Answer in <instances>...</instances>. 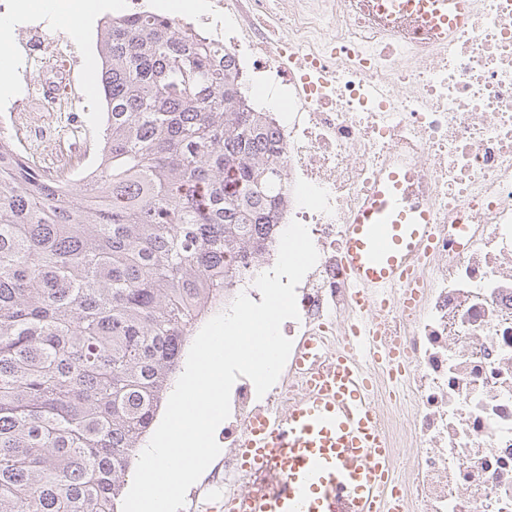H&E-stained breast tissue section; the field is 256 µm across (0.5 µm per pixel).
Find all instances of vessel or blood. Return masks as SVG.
I'll return each mask as SVG.
<instances>
[{
	"label": "vessel or blood",
	"instance_id": "vessel-or-blood-1",
	"mask_svg": "<svg viewBox=\"0 0 512 512\" xmlns=\"http://www.w3.org/2000/svg\"><path fill=\"white\" fill-rule=\"evenodd\" d=\"M376 11L416 16L414 36L444 39L465 26L470 0H383ZM414 175L405 162L385 171L345 228L344 265L359 325H366V311L385 307L402 288L411 258L430 240L429 210L403 195ZM359 342L325 367L313 363L317 344L308 342L297 360L308 375L305 396L277 417L254 416L238 450L244 469L271 479L225 499L226 512H404L368 372L369 362L388 353L377 337Z\"/></svg>",
	"mask_w": 512,
	"mask_h": 512
}]
</instances>
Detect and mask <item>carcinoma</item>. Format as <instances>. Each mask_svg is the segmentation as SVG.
<instances>
[{"label":"carcinoma","mask_w":512,"mask_h":512,"mask_svg":"<svg viewBox=\"0 0 512 512\" xmlns=\"http://www.w3.org/2000/svg\"><path fill=\"white\" fill-rule=\"evenodd\" d=\"M79 181L0 135V512H115L197 323L288 203L234 60L191 26L106 17Z\"/></svg>","instance_id":"cac0c4a2"}]
</instances>
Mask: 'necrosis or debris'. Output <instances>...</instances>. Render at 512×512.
I'll return each instance as SVG.
<instances>
[{"label": "necrosis or debris", "instance_id": "obj_1", "mask_svg": "<svg viewBox=\"0 0 512 512\" xmlns=\"http://www.w3.org/2000/svg\"><path fill=\"white\" fill-rule=\"evenodd\" d=\"M198 23L265 112L283 150L288 217L319 254L296 289L299 319L281 326L293 353L315 338L327 364L351 335L345 226L395 160L414 165L433 243L416 262L412 302L393 298L368 316L406 366L398 382L373 366L375 405L406 512H512V0H473L466 27L426 45L367 0H209ZM22 47L56 78L46 111L68 108L64 39ZM306 381L286 363L260 398L238 377L224 458L194 488L191 512L262 485L236 448L253 416L287 412Z\"/></svg>", "mask_w": 512, "mask_h": 512}]
</instances>
